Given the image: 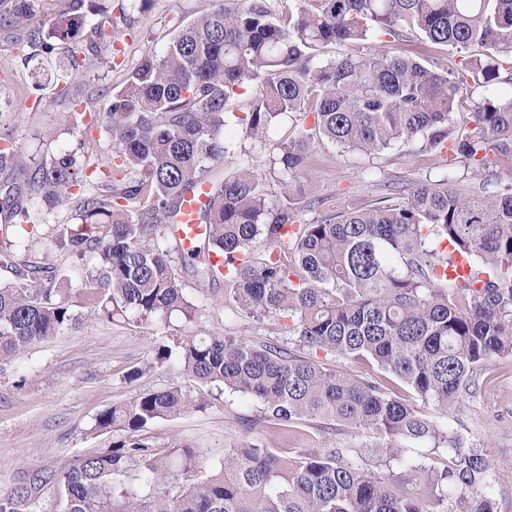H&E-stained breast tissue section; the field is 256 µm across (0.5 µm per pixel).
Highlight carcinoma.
I'll list each match as a JSON object with an SVG mask.
<instances>
[{
  "instance_id": "1",
  "label": "carcinoma",
  "mask_w": 512,
  "mask_h": 512,
  "mask_svg": "<svg viewBox=\"0 0 512 512\" xmlns=\"http://www.w3.org/2000/svg\"><path fill=\"white\" fill-rule=\"evenodd\" d=\"M277 2L214 0L162 54L143 57L103 113L112 157L85 194L73 188L97 143L78 132L83 113H70L64 128L77 146L30 167L13 127L0 126V173L15 175L0 185V267L14 274L0 283V360L79 322L64 276L24 260L44 239L94 253L96 270L77 274V283L93 314L109 321L131 312L191 323L200 310L179 273L201 286L222 279L236 308L288 319V345L188 336L176 351L158 347L156 360L175 354L199 386L257 399L269 424L323 420L371 432L380 440L378 462L351 448L283 455L248 444L225 453L218 474L194 481L188 451L186 487L160 492L168 473L147 460L145 430L205 406L172 386L100 412L95 429L118 428L125 439L64 471L36 469L0 488V512H38L47 486L59 488L63 512H498L497 471L463 435L390 396L372 376L342 374L303 350L392 375L444 413L480 393L488 362L512 356V66L498 53L512 47V0H294L285 14ZM37 4L0 0L15 20L36 19ZM98 10L94 0H63L49 27L28 35L38 55L56 61L55 88L72 107L81 105L66 64L72 44L86 38L97 54L112 45L117 24L133 30L124 12L107 27L86 26ZM407 31L486 53L443 73L416 57L323 58L332 44L355 47ZM473 84L483 97L460 129L458 105ZM249 85L256 95L235 105ZM285 122L291 135L270 139ZM236 127L281 174L276 198ZM318 137L368 158L418 142L442 158L446 174L394 186L383 205L306 223L293 180ZM236 158L235 171L215 175L216 165ZM200 182L212 185L199 215L203 248L175 254L158 228ZM59 202L74 203L79 224L48 223V207ZM454 252L469 262V276L443 273ZM212 254L224 257V270L210 263ZM420 444L430 452L414 451ZM441 450L447 462L440 467L432 455ZM137 460L136 487L128 478Z\"/></svg>"
}]
</instances>
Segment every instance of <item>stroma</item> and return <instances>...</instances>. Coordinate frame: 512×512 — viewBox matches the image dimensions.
Returning a JSON list of instances; mask_svg holds the SVG:
<instances>
[{
    "mask_svg": "<svg viewBox=\"0 0 512 512\" xmlns=\"http://www.w3.org/2000/svg\"><path fill=\"white\" fill-rule=\"evenodd\" d=\"M210 6L211 0H150L144 12L134 13L133 33L115 42L113 66L73 70L74 92L85 101L110 107L113 91L124 85L139 59L161 52L178 21L192 20ZM30 30L27 23L0 21V121L15 126L28 156L46 144L55 149L71 145L63 132L70 105L55 96L53 64L28 47ZM362 50L424 56L444 70L455 69L463 56L452 47L425 43L410 34L370 42ZM441 174L439 157L414 145L387 150L370 160L323 140L316 143L300 183L305 199L320 200L323 208L338 211L377 203L388 197L390 186ZM186 292L202 308L196 322L178 317L142 321L133 314L108 322L91 315L79 300L73 306L80 317L78 326L0 363V488L12 486L29 469H62L80 456L120 443L123 433L93 429L96 416L109 407L175 385L199 392L175 361L143 371L159 345L171 346L195 335L236 336L256 344L286 340L283 320L259 321L225 304L223 281L204 286L190 282ZM136 368L141 376L130 379ZM389 387L419 413L461 431L499 467L498 512H512V357L492 360L480 394L464 399L445 415L410 396L397 380H390ZM203 395L205 408L157 421L146 431L155 462L170 473H179L183 455L190 450L195 454L194 479H207L220 472L229 449L248 441L283 451L328 445L371 448L377 443L372 433L336 430L321 421L299 425L292 434L264 423L261 405L254 399L217 388Z\"/></svg>",
    "mask_w": 512,
    "mask_h": 512,
    "instance_id": "35a3bbf8",
    "label": "stroma"
}]
</instances>
